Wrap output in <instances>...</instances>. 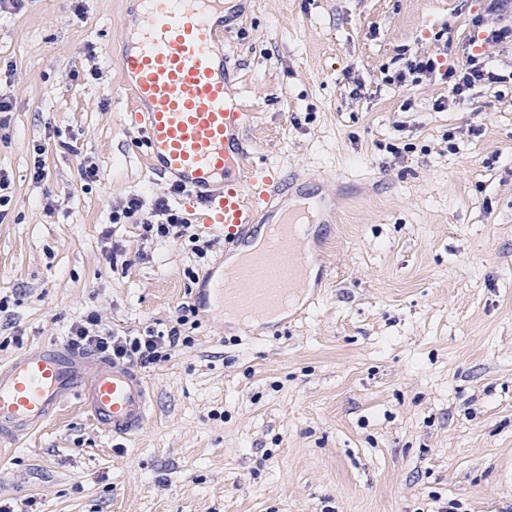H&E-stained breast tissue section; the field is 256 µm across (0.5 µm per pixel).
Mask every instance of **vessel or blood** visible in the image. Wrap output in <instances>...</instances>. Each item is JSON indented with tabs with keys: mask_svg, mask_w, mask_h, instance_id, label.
Returning <instances> with one entry per match:
<instances>
[{
	"mask_svg": "<svg viewBox=\"0 0 512 512\" xmlns=\"http://www.w3.org/2000/svg\"><path fill=\"white\" fill-rule=\"evenodd\" d=\"M225 0H141L139 33L122 55L123 74L153 171L171 175L202 206L199 222L242 247L254 236L259 208L278 189L276 172H250L243 141L251 124L215 45L224 36ZM310 200L275 219L274 242L260 243L213 288L225 315L270 319L299 291L315 260L301 230L315 223ZM79 398L92 419L120 437L152 415L151 391L131 367L74 351L38 347L0 364V436L16 438Z\"/></svg>",
	"mask_w": 512,
	"mask_h": 512,
	"instance_id": "obj_1",
	"label": "vessel or blood"
}]
</instances>
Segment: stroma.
<instances>
[{"label":"stroma","instance_id":"1","mask_svg":"<svg viewBox=\"0 0 512 512\" xmlns=\"http://www.w3.org/2000/svg\"><path fill=\"white\" fill-rule=\"evenodd\" d=\"M136 0H0V362L112 331L190 344L143 369L152 419L112 436L76 403L0 438L15 512H512V46L504 80L452 97L440 75L386 83L449 40L458 65L512 0H233L217 47L254 168L288 205L325 199L316 276L279 326L228 325L201 290L233 248L143 238L156 198L120 60ZM360 97H351L353 87ZM445 109L434 107L435 100ZM46 145L34 180L33 148ZM95 164L96 182L81 172ZM132 197L142 210L113 223Z\"/></svg>","mask_w":512,"mask_h":512}]
</instances>
